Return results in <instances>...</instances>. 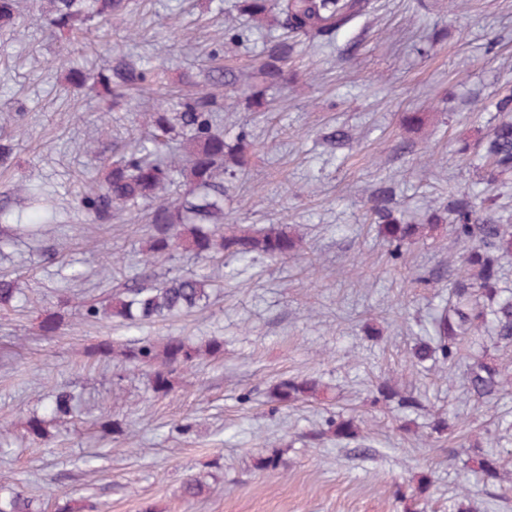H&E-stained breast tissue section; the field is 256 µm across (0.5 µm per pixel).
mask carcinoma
<instances>
[{"label": "carcinoma", "mask_w": 512, "mask_h": 512, "mask_svg": "<svg viewBox=\"0 0 512 512\" xmlns=\"http://www.w3.org/2000/svg\"><path fill=\"white\" fill-rule=\"evenodd\" d=\"M236 9L251 26L233 32L214 51V56H230L239 45L250 40L255 31L271 26L278 34L263 45L257 68L265 82L288 84V65L297 53L302 37L316 47H326L337 35L349 29L372 9L371 0H237ZM131 10V0H50L47 25L55 35L73 37L81 26L98 20L108 26ZM20 16L18 0H0V25L13 26ZM97 84L112 97V109L128 105L132 90L149 91L160 83V76L150 65L121 62L112 69L93 75ZM236 72L226 66L211 71L212 89L182 96L169 108L146 114L150 132L134 141L112 164L102 181L91 185L82 196V208L92 223L100 226L112 221L114 211L146 210L148 253L155 258H173L185 247L196 258H215L226 254L250 262L263 258L286 259L297 254L301 241L288 231L270 226L248 229L224 223V200L229 181L256 147V141L243 130L228 143L216 124L224 111L221 90L237 85ZM478 150L482 161L481 181L492 185L502 174L512 172V120H502L480 140L461 141L457 154L465 159ZM448 220L454 225L455 242L462 247L458 259L465 275L449 288L448 308L433 320V335L417 344L416 363L442 360L453 366L463 352L490 333L496 343L512 345V288L502 285L499 276L501 256L512 252V224H502L488 199L463 194L448 203ZM378 233L394 248L422 236L424 225L408 224L394 215L388 190L376 193L372 206ZM213 284L193 274L173 273L161 280H148L139 274L125 280L112 293L109 304L91 301L82 305V316L96 319L102 310L130 324L164 320L193 312L207 305ZM24 295L18 279L0 274V305H9ZM70 300L60 299L59 310L41 321L43 334L52 336L62 325L61 310ZM223 344L211 340L192 345L180 336H170L161 344L151 341L124 345L102 341L88 358L106 361L123 356L134 366L152 368V392L165 397L172 390V375L193 366L203 355H217ZM471 362L463 376L468 393L482 404L498 399L512 377L495 361L483 355H470ZM377 401L397 400L406 410H415L422 401L396 392L387 382L377 386ZM276 401L283 404L318 400L324 394L313 377H287L272 388ZM73 397L59 392L53 412L66 416L73 411ZM338 441L359 437V425L352 418H338L329 425ZM488 484L500 476L499 457L484 453L477 467L464 465L461 491H468L469 475ZM431 481L424 479L411 495L397 490V500L411 502L403 512H418V497L427 493ZM0 512H42L37 500L21 491L0 494Z\"/></svg>", "instance_id": "cac0c4a2"}]
</instances>
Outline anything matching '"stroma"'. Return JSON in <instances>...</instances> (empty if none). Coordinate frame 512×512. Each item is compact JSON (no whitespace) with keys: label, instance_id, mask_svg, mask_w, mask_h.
<instances>
[{"label":"stroma","instance_id":"1","mask_svg":"<svg viewBox=\"0 0 512 512\" xmlns=\"http://www.w3.org/2000/svg\"><path fill=\"white\" fill-rule=\"evenodd\" d=\"M141 10L113 21L109 50L55 36L35 0L23 29L0 28V196L13 195L0 220V272L19 277L25 299L0 307V490L40 502L100 503L102 512H402L393 493L430 476L424 512H456L459 464L470 441L501 462L493 487L472 486L466 512H512V434L498 436L494 415L512 420V392L494 412L468 399L440 365L416 366L414 346L448 300L447 281L431 273L454 251L452 226L436 223L391 255L372 222L371 192L392 186L394 207L412 223L443 211L449 194L481 191L475 164L456 153L499 118L494 103L512 87V0H372L373 9L335 44L298 54L291 86L268 88L269 111L256 113L238 91L224 93V133L247 128L258 144L224 202L228 223L286 225L303 240L298 255L249 265L230 258L177 254L169 266L212 279L207 307L167 320L127 326L121 319L83 320L69 309L55 335L40 321L65 289L104 298L142 270L143 217L120 215L94 228L79 205L82 187L101 180L131 135H144L145 104H169L204 83L211 51L224 40L233 0H141ZM447 38L433 45V28ZM144 59L161 83L113 111L93 82L69 71L96 72L113 57ZM423 113L412 149H400L403 116ZM349 132L346 144L327 138ZM39 198L14 194L16 184ZM223 342L216 359L178 371L172 392L154 397L151 371L118 358L88 359L101 341ZM314 376L334 400L283 405L271 388L284 377ZM418 395L421 409L375 403L379 382ZM73 392L77 410L50 419L56 393ZM458 413L461 440L438 436V418ZM46 436L30 437L31 415ZM356 417L365 451L316 438L328 419ZM120 422L124 435L104 419ZM280 456L273 470L259 457ZM190 477L209 488L187 500Z\"/></svg>","mask_w":512,"mask_h":512}]
</instances>
